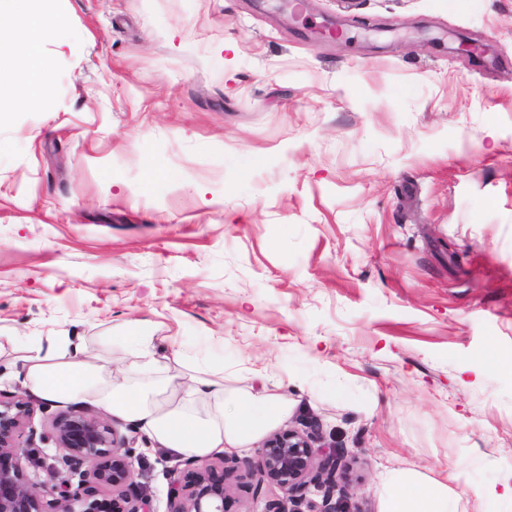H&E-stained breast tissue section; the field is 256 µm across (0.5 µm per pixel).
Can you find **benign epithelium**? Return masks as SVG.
Returning a JSON list of instances; mask_svg holds the SVG:
<instances>
[{
    "instance_id": "benign-epithelium-1",
    "label": "benign epithelium",
    "mask_w": 512,
    "mask_h": 512,
    "mask_svg": "<svg viewBox=\"0 0 512 512\" xmlns=\"http://www.w3.org/2000/svg\"><path fill=\"white\" fill-rule=\"evenodd\" d=\"M31 414L26 396L0 401V512H153L135 482L132 451L137 438L120 434L91 405L52 420L55 481H32L26 472L30 457L17 445ZM257 454L255 494L266 484L283 492L282 499L266 502L262 512H303L311 486L323 492L321 512H344L341 502L333 501L341 465L336 449L316 448L311 435L288 429L266 439ZM169 480V512H228L238 476L224 465L187 458L169 470ZM102 488L112 489V497L100 496Z\"/></svg>"
}]
</instances>
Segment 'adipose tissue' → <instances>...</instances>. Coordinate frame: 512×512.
I'll list each match as a JSON object with an SVG mask.
<instances>
[{
	"label": "adipose tissue",
	"mask_w": 512,
	"mask_h": 512,
	"mask_svg": "<svg viewBox=\"0 0 512 512\" xmlns=\"http://www.w3.org/2000/svg\"><path fill=\"white\" fill-rule=\"evenodd\" d=\"M12 25L0 31V67L20 62L14 94L28 102L51 91V64L44 43L66 29L65 19L48 12L43 0H0V14ZM23 383L48 401L86 397L109 411L114 420L140 430L172 454L201 458L227 448H244L289 412L287 395L229 390L224 379L197 367L173 378L155 356L148 327L132 325L124 338V356L111 371L92 363L80 350L30 339L20 347ZM464 485L454 469L444 478L422 474L417 467H388L380 474L381 512H459L449 483Z\"/></svg>",
	"instance_id": "1"
}]
</instances>
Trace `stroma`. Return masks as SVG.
Listing matches in <instances>:
<instances>
[{
	"mask_svg": "<svg viewBox=\"0 0 512 512\" xmlns=\"http://www.w3.org/2000/svg\"><path fill=\"white\" fill-rule=\"evenodd\" d=\"M50 8L51 93L0 116V394L18 340L108 364L139 322L158 357L287 394L347 512H380L387 465L511 470L512 0ZM32 404L40 483L70 405ZM177 461L139 435L154 512Z\"/></svg>",
	"mask_w": 512,
	"mask_h": 512,
	"instance_id": "1",
	"label": "stroma"
}]
</instances>
